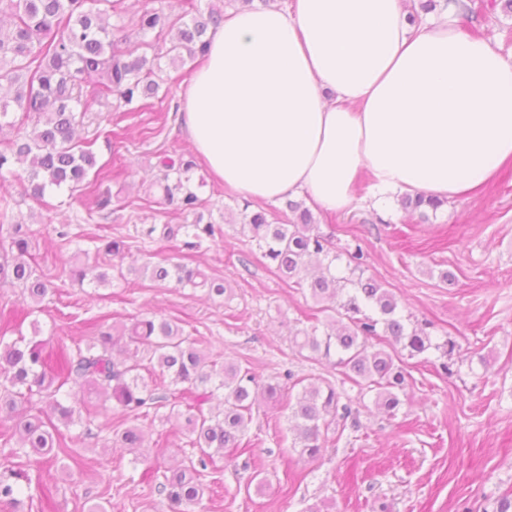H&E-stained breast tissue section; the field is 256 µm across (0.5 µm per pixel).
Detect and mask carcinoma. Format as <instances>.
<instances>
[{"instance_id":"1","label":"carcinoma","mask_w":512,"mask_h":512,"mask_svg":"<svg viewBox=\"0 0 512 512\" xmlns=\"http://www.w3.org/2000/svg\"><path fill=\"white\" fill-rule=\"evenodd\" d=\"M167 0H151L136 19L132 32L111 18L121 17L112 0H0V132L9 127L16 136L0 148V178L16 175L23 168L21 196L40 200L52 190L81 191L103 211L112 202L104 184L120 176L97 164L94 152L74 141L77 127L97 105L112 109L110 97L124 106L158 96L165 69L182 67L205 52L210 32L224 23V12L213 6L195 10L190 19L172 18L165 12ZM436 0H418L411 5L409 20L419 23L435 11ZM177 28L170 42L161 38ZM153 50L147 56L138 47ZM157 186L166 203L184 216L182 224H152L147 235L182 237L183 248L193 251L205 237L215 235L213 222L204 220L205 201L194 187L197 163L194 157L176 159L162 155L155 164ZM401 209L428 219L444 202L423 194L400 197ZM242 229L261 251L269 267L316 300L337 302L335 316L323 330L297 328L292 343L299 354L325 360L358 388L360 398L373 395L375 405L396 416L404 404L408 385L405 368L397 355L381 345L386 340L402 346L409 356L434 349L446 358L458 351L451 339L436 343L432 324L413 321L403 313L397 296L378 281L364 276L361 247L339 250L334 233L321 231L318 220L304 202L286 200L283 208L251 209L244 203ZM29 236L23 222L12 227L9 250L0 256V286L21 288L26 305L41 304L50 290L49 281L29 263ZM128 245L121 238L102 240L96 252L123 260ZM76 260L68 270L72 280L97 287L110 282L109 270L99 262ZM160 286L208 288L222 297L224 280L211 277L184 263L162 260L132 270ZM23 311L0 316V414L13 425L0 424V437L17 438L21 448L42 451L61 445L60 427L81 420L80 411L63 402L61 390L71 385L88 395L115 402L121 412L137 416L146 409L158 410L168 402L158 386L142 375L156 363L174 386L185 385L194 394V412L185 418L197 462L165 477L159 492L169 512L200 502L206 486L200 472L238 448L252 421L257 395L278 404L283 391H296L285 405L291 415V447L313 461L319 455L329 425L340 421L357 425L359 408L350 398L341 401L336 387L325 380L305 382L292 371L285 373L288 387L261 384L248 369L234 362L209 360L199 342L184 335L175 321L166 318L133 319L117 333L94 322L84 331L85 347L72 352L66 346L45 353L39 341L20 338L5 341L22 322ZM38 395L43 406L20 409L17 399ZM219 399L224 409L205 412L204 406ZM145 434L136 425L118 437L122 448H141ZM482 512H512V494L489 499Z\"/></svg>"}]
</instances>
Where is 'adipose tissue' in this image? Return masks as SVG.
Wrapping results in <instances>:
<instances>
[{
	"instance_id": "obj_1",
	"label": "adipose tissue",
	"mask_w": 512,
	"mask_h": 512,
	"mask_svg": "<svg viewBox=\"0 0 512 512\" xmlns=\"http://www.w3.org/2000/svg\"><path fill=\"white\" fill-rule=\"evenodd\" d=\"M456 12L414 25L406 0H254L211 35L178 120L214 180L250 200L347 212L364 170L381 208L476 192L512 164V60Z\"/></svg>"
}]
</instances>
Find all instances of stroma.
I'll list each match as a JSON object with an SVG mask.
<instances>
[{
	"mask_svg": "<svg viewBox=\"0 0 512 512\" xmlns=\"http://www.w3.org/2000/svg\"><path fill=\"white\" fill-rule=\"evenodd\" d=\"M458 23L512 57V15L480 8ZM192 70L188 64L164 76V105L170 109L165 125L157 123L160 107L150 105L139 109L128 131L115 111L90 113L80 128L98 163L125 170L110 184L108 214L90 211L77 192L51 191L35 202L22 200L16 181L0 187V199L14 204L13 219L25 222L32 265L53 285L26 316L24 335L38 336L50 350H73L88 322L104 318L112 324L155 313L180 323L211 358L247 367L261 382L282 380L290 370L342 384L356 395V386L326 362L304 358L292 347L289 327L324 323L326 305L290 287L249 235L227 222L243 201L207 179L205 169L197 171L205 179L199 193L221 235L188 256L178 240L145 236L149 225L181 221L146 181L158 153L177 157L190 151L175 108ZM371 187L369 174L361 173L354 209L345 215L318 212L321 229L334 231L337 246L360 244L367 275L399 295L405 313L431 321L437 339L488 356V365L458 362L448 377L435 367V354L412 357L398 350L409 375L408 403L394 417L367 405L359 427L329 432L314 461L292 448L282 411L259 403L242 448L225 451L216 468L201 474L208 490L191 512H306L313 504L322 512H379L383 504L389 512H461L466 506L481 512L487 497L512 489V166L482 194L448 201L425 221L396 206L374 207ZM62 231L69 245H61ZM96 235L125 238L126 260L137 266L168 258L205 267L223 279L227 292L210 299L132 276L112 277L99 288L79 286L62 269L76 250L91 249ZM443 271L454 275V285L440 281ZM133 422L146 434L139 454L112 445ZM64 434V447L46 453L0 452V472L25 475L17 504H0V512H41L48 492L57 512H88L106 502L112 512H161L159 483L178 462L197 455L181 421L168 418L163 408L133 421L97 398L89 423L74 424Z\"/></svg>",
	"mask_w": 512,
	"mask_h": 512,
	"instance_id": "stroma-1",
	"label": "stroma"
}]
</instances>
